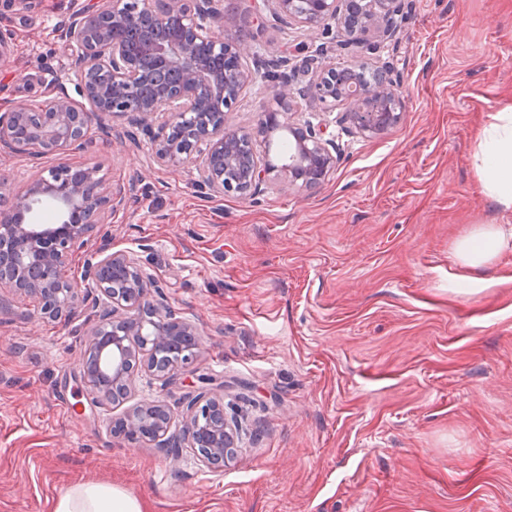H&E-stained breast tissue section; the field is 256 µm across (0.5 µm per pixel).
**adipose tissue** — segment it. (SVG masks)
I'll return each instance as SVG.
<instances>
[{"instance_id": "adipose-tissue-1", "label": "adipose tissue", "mask_w": 512, "mask_h": 512, "mask_svg": "<svg viewBox=\"0 0 512 512\" xmlns=\"http://www.w3.org/2000/svg\"><path fill=\"white\" fill-rule=\"evenodd\" d=\"M473 170L479 195L500 210L512 211V102L488 114L480 125ZM510 246L511 230L481 226L458 242L456 257L463 266L478 268ZM53 512H145V505L120 488L84 482L58 495Z\"/></svg>"}]
</instances>
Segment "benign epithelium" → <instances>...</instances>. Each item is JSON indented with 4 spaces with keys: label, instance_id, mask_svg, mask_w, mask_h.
Listing matches in <instances>:
<instances>
[{
    "label": "benign epithelium",
    "instance_id": "7a95c632",
    "mask_svg": "<svg viewBox=\"0 0 512 512\" xmlns=\"http://www.w3.org/2000/svg\"><path fill=\"white\" fill-rule=\"evenodd\" d=\"M161 7L147 6V0H101L77 11L64 31L71 47L70 80L89 104L78 108L61 90L47 102V108L34 111L18 105L0 114V148L33 155H59L80 148L95 121L133 117L146 126L158 166L179 169L191 164L198 184L216 196H250L268 188L275 180V167L254 157L246 176L238 180L224 176L234 165L235 152L242 147L256 149L258 137L286 128L298 144V156L288 166L290 177L304 187L323 183L336 165L334 143L288 120L283 106L294 95L290 74L279 69L251 71L244 64L241 40L224 36L237 25L232 6L219 13L203 6V0H155ZM339 0H272L274 15L314 29L321 25L345 27V14ZM397 12L396 0H380L379 9L362 25L363 31L380 30L392 34L390 20ZM178 21V36L150 45L158 64L179 74L172 87L157 89L150 98L139 94L142 75L132 59L124 31L144 22L151 28H164ZM106 74L111 81L100 84L95 76ZM334 74L322 73L312 85L323 103L346 106L347 117L361 134H386L400 121L404 100L393 85L371 88L354 84L340 93L333 91ZM270 83L277 107L264 111L255 129L233 128L227 116L244 90L258 82ZM74 167L60 162L47 172H37L28 180L8 189L11 204L0 210V268L9 266L13 277L0 280V311L13 303L38 300L45 318L60 320L78 306L92 309L85 335L93 358L83 364L80 382L90 404L106 408L117 388L132 391L133 377L128 363L150 364L166 357L172 371H180L193 361L201 348L197 326L184 320L163 295L149 300V289L157 287L149 274L131 255L101 248L88 268L92 286L64 281L56 272L71 256L87 245L95 234L107 237L105 226L112 213L124 207L126 195L115 190L102 177L99 168L85 167L82 177L69 174ZM54 201L59 223L25 224L18 219L42 197ZM201 379L187 401L183 441L196 448L199 437L207 447L197 453L210 466L226 454L225 441L233 430L226 420L216 421L224 412V402ZM164 403L139 404L111 420V432L135 443H151L165 451L171 419L159 422L151 413Z\"/></svg>",
    "mask_w": 512,
    "mask_h": 512
}]
</instances>
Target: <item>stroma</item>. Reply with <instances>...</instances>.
I'll return each mask as SVG.
<instances>
[{"instance_id":"stroma-1","label":"stroma","mask_w":512,"mask_h":512,"mask_svg":"<svg viewBox=\"0 0 512 512\" xmlns=\"http://www.w3.org/2000/svg\"><path fill=\"white\" fill-rule=\"evenodd\" d=\"M91 0H0V113L41 103L71 50L56 34ZM254 47L298 73L294 120L326 128L336 169L308 189L280 175L254 196L211 198L193 167L150 159L129 119L93 125L69 154L124 186L112 248L132 254L201 332L167 383L140 371L123 401L82 406L86 313H0V512H52L76 483L117 486L148 512H512V247L469 269L453 254L481 224H510L475 188L486 116L512 102V0H401L395 35L347 36L233 0ZM366 66L405 110L365 138L308 93L323 67ZM0 149V181L54 165ZM213 378L236 451L210 469L114 437L110 421Z\"/></svg>"}]
</instances>
